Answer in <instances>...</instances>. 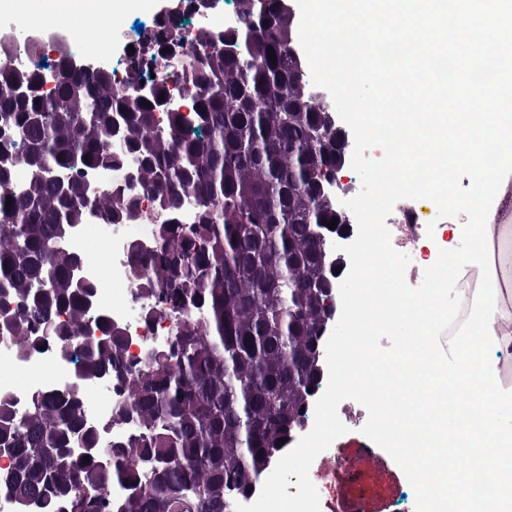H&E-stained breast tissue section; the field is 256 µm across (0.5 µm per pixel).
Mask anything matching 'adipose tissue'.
<instances>
[{
	"instance_id": "ef3b65f1",
	"label": "adipose tissue",
	"mask_w": 512,
	"mask_h": 512,
	"mask_svg": "<svg viewBox=\"0 0 512 512\" xmlns=\"http://www.w3.org/2000/svg\"><path fill=\"white\" fill-rule=\"evenodd\" d=\"M154 6V0H41L38 15L83 28L150 11Z\"/></svg>"
}]
</instances>
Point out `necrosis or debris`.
Segmentation results:
<instances>
[{"mask_svg": "<svg viewBox=\"0 0 512 512\" xmlns=\"http://www.w3.org/2000/svg\"><path fill=\"white\" fill-rule=\"evenodd\" d=\"M95 188L112 194L113 198L129 203L130 210L120 223L112 227V236L100 240L96 220L79 225L61 244L64 251L84 257L80 270L82 277L96 285L97 310L111 315L113 322L121 325L131 341L129 352L137 356L163 345L171 336L168 319L130 316V309L150 308V297L130 285L128 251L132 244L150 247L154 239L153 214L159 208L157 198L143 192L135 170L100 171L94 181ZM390 235L403 248H417L419 233L423 228L421 211L417 204L402 203L394 206L386 220ZM102 241L110 256L108 273H101L97 263L88 259L86 246L92 241ZM0 360L14 369L29 374L37 390L45 393L66 391L75 375L72 357L57 353L27 348L9 350L0 354ZM86 419L95 425L101 442H115L126 439L131 429L128 423L119 421L115 413L124 396L113 393L110 400L103 401L97 396L95 383L87 382L81 387Z\"/></svg>", "mask_w": 512, "mask_h": 512, "instance_id": "4bbe7bcc", "label": "necrosis or debris"}]
</instances>
